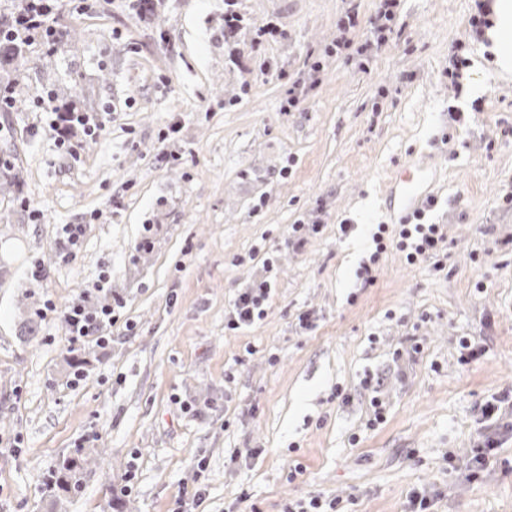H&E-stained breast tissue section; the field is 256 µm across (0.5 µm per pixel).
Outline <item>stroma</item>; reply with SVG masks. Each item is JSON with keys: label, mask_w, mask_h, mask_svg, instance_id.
<instances>
[{"label": "stroma", "mask_w": 512, "mask_h": 512, "mask_svg": "<svg viewBox=\"0 0 512 512\" xmlns=\"http://www.w3.org/2000/svg\"><path fill=\"white\" fill-rule=\"evenodd\" d=\"M344 6L238 0L231 32L224 0H155L146 15L126 0H59L50 20L71 39L51 55L32 47L21 104L0 112V155L20 172L18 187L0 184V512H111L114 488L126 512H175L198 488L191 512H286L313 496L408 512L415 491L432 512H512V77L489 79L478 44L453 96L448 49L469 0H404L405 29L370 71L329 61L282 111ZM267 22L275 33L258 37ZM49 91L105 113L104 135L71 155L38 134L34 101ZM454 111L465 125L452 127ZM164 149L179 161L158 162ZM420 157L448 270L391 250L361 287L375 225L397 221L389 176ZM298 222L321 231L295 248ZM64 224L85 227L69 257ZM270 255L264 316L225 329ZM102 276L117 320L106 346L81 344L75 381L62 313ZM48 300L55 311L39 316ZM33 316L37 336L22 341ZM463 338L482 355L462 361ZM375 394L386 419L372 427ZM494 397L492 425L481 408ZM482 432L501 446L470 480ZM77 448L93 458L82 488L50 502L44 478Z\"/></svg>", "instance_id": "stroma-1"}]
</instances>
